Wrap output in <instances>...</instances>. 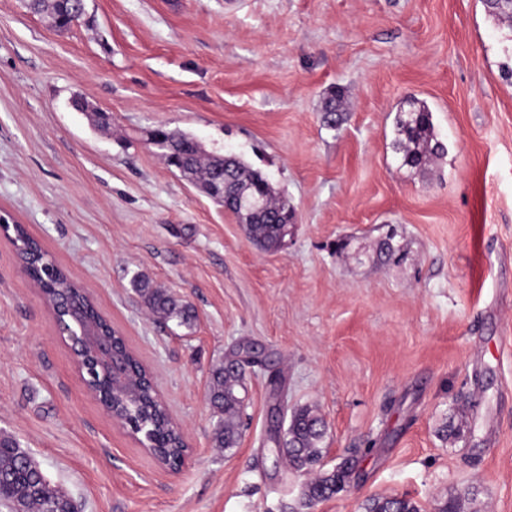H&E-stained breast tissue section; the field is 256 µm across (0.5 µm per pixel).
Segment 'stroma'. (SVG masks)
Instances as JSON below:
<instances>
[{"mask_svg": "<svg viewBox=\"0 0 512 512\" xmlns=\"http://www.w3.org/2000/svg\"><path fill=\"white\" fill-rule=\"evenodd\" d=\"M85 3L60 31L0 0V224L90 290L191 458L165 471L88 395L1 234L0 434L80 512H366L391 496L512 512V24L482 0ZM409 97L445 146L414 175L392 147ZM158 126L260 170L297 212L285 246L258 248L170 167ZM141 273L194 305L193 330L147 312ZM243 346L260 361L227 451L209 377ZM280 406L323 418L326 470L356 459L344 491L305 505L309 475L271 453Z\"/></svg>", "mask_w": 512, "mask_h": 512, "instance_id": "stroma-1", "label": "stroma"}]
</instances>
